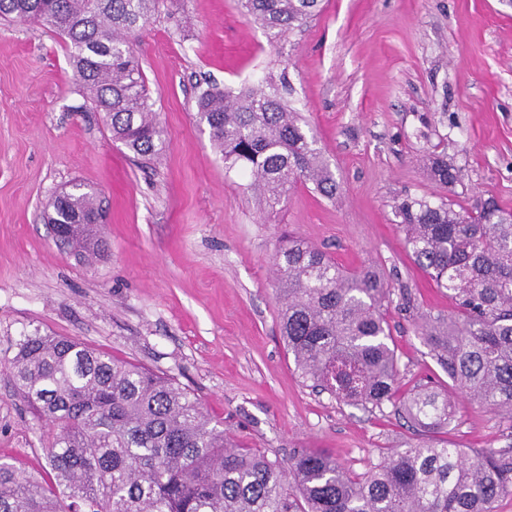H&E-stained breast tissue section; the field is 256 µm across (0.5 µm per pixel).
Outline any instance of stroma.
<instances>
[{
  "label": "stroma",
  "instance_id": "35a3bbf8",
  "mask_svg": "<svg viewBox=\"0 0 512 512\" xmlns=\"http://www.w3.org/2000/svg\"><path fill=\"white\" fill-rule=\"evenodd\" d=\"M131 39L166 134L148 168L113 141L56 34L0 22V363L29 333L68 336L174 378L268 457L307 449L364 472L412 431L392 406L367 412L303 384L280 334L273 255L292 234L345 267H374L395 290L387 319L405 388L442 378L418 316L454 304L410 260L392 202L491 197L512 211V5L323 0L277 36L236 0H164ZM269 74L316 136L335 199L299 184L268 209L197 123L200 89ZM434 150L462 168L461 184L429 179ZM75 183L102 192L105 250L90 262L44 219ZM40 434L0 371V459L44 475ZM447 438L466 451L512 446V430L465 396Z\"/></svg>",
  "mask_w": 512,
  "mask_h": 512
}]
</instances>
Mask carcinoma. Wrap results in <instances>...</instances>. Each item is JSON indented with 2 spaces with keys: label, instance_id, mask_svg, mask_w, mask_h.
<instances>
[{
  "label": "carcinoma",
  "instance_id": "1",
  "mask_svg": "<svg viewBox=\"0 0 512 512\" xmlns=\"http://www.w3.org/2000/svg\"><path fill=\"white\" fill-rule=\"evenodd\" d=\"M322 0H238L245 18L279 34L304 25ZM163 0H0L1 19L53 30L75 80L104 113L112 139L137 162L157 160L164 131L128 35ZM227 169L273 209L297 183L333 200L339 188L317 141L277 89L209 86L197 98ZM431 180L462 182L448 155L432 157ZM98 192L62 194L49 220L64 244L100 251L83 219ZM407 254L455 305L425 315L420 334L448 381L400 385L386 300L391 285L370 268L349 269L297 238L274 266L279 319L304 383L370 412L387 404L416 441L382 455L362 474L301 451L284 463L235 442L197 398L171 378L119 361L77 340L38 331L16 344L7 377L41 421L53 483L0 461V512H496L512 495V454H472L432 434L454 422L453 400L470 396L512 429V211L494 200L454 208L406 195L394 206Z\"/></svg>",
  "mask_w": 512,
  "mask_h": 512
}]
</instances>
